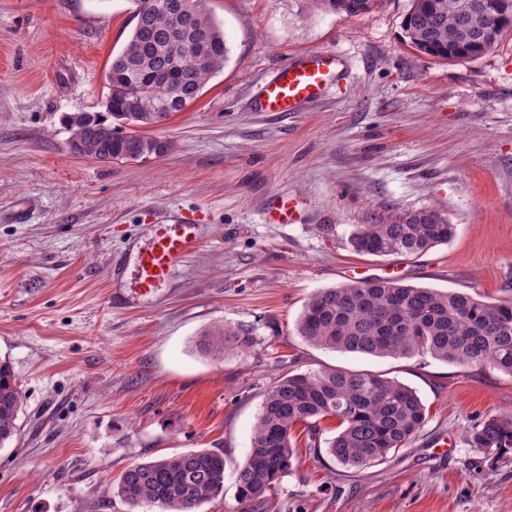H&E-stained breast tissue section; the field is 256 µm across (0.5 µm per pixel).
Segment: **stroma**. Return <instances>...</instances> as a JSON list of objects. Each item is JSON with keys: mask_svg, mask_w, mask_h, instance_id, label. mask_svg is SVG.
I'll return each mask as SVG.
<instances>
[{"mask_svg": "<svg viewBox=\"0 0 512 512\" xmlns=\"http://www.w3.org/2000/svg\"><path fill=\"white\" fill-rule=\"evenodd\" d=\"M410 0L368 13L307 0H207L230 52L192 104L148 136L143 162L70 153L63 115L99 112L134 0H0V359L23 406L0 447V512H128L112 486L131 463L224 452V494L199 512H245L236 470L267 389L288 372H377L415 389L427 419L381 464L314 458L304 425L263 512H512V452L471 447L512 413V375L431 357L314 347L308 297L364 279L512 301V33L476 59L413 50ZM333 52L340 79L296 112H262L288 60ZM287 198L294 216L267 219ZM435 209L453 238L413 256L355 253L379 218ZM196 213L201 245L144 294L111 292V262L162 216ZM244 324L254 343L217 359L205 333ZM452 438L448 455L436 442Z\"/></svg>", "mask_w": 512, "mask_h": 512, "instance_id": "obj_1", "label": "stroma"}]
</instances>
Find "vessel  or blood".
Masks as SVG:
<instances>
[{"label": "vessel or blood", "instance_id": "obj_1", "mask_svg": "<svg viewBox=\"0 0 512 512\" xmlns=\"http://www.w3.org/2000/svg\"><path fill=\"white\" fill-rule=\"evenodd\" d=\"M343 63L336 54L304 55L280 68L259 94L264 112H295L317 99L327 82L340 75ZM201 217L188 214L149 227L150 243L138 250L132 271L136 288L148 293L170 277L183 259L201 243Z\"/></svg>", "mask_w": 512, "mask_h": 512}]
</instances>
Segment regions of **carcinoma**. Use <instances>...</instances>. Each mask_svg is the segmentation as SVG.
<instances>
[{
	"mask_svg": "<svg viewBox=\"0 0 512 512\" xmlns=\"http://www.w3.org/2000/svg\"><path fill=\"white\" fill-rule=\"evenodd\" d=\"M165 0H136V24L106 73L104 106L63 117L71 138L95 159L146 160L170 145L156 137L125 133L124 126L156 125L194 102L229 54L223 27L204 0H180L190 26L171 34L176 19ZM325 13L369 12L379 0H309ZM499 0H411L402 29L414 50L441 60L479 58L512 31V8ZM466 54L459 55L457 50ZM455 225L432 209L364 224L351 246L361 255H413L452 238ZM296 331L310 345L376 357L433 359L462 366L489 364L512 375V302L489 303L461 292H444L390 280H364L314 292ZM252 330L224 325L205 334L204 346L220 358L229 348L247 349ZM22 395L7 360H0V447L17 434ZM339 420L326 448L341 465L372 466L405 447L422 429L426 406L417 391L369 371L327 368L288 374L266 392L245 462L236 471L238 495L261 505L293 467L291 430L309 432L310 450L322 456L319 421ZM473 448L503 455L512 449V415L492 416L473 428ZM113 493L130 509L197 512L224 493V454L193 451L134 462Z\"/></svg>",
	"mask_w": 512,
	"mask_h": 512,
	"instance_id": "carcinoma-1",
	"label": "carcinoma"
}]
</instances>
